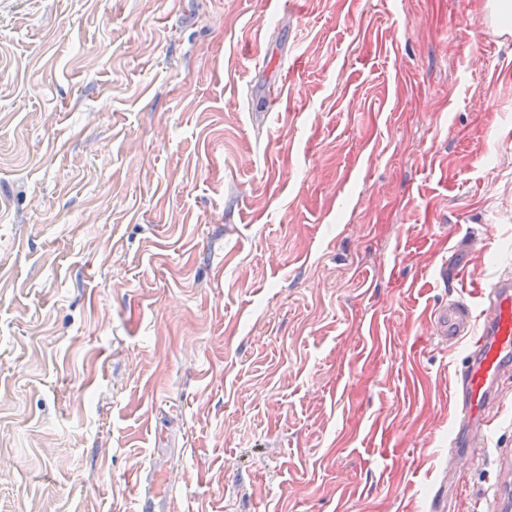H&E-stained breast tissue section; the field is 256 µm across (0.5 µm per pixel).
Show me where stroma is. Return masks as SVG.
Listing matches in <instances>:
<instances>
[{"mask_svg":"<svg viewBox=\"0 0 512 512\" xmlns=\"http://www.w3.org/2000/svg\"><path fill=\"white\" fill-rule=\"evenodd\" d=\"M486 0H0V512H429L431 309L512 252ZM478 238L481 252L457 251ZM462 471L452 512L512 472Z\"/></svg>","mask_w":512,"mask_h":512,"instance_id":"obj_1","label":"stroma"}]
</instances>
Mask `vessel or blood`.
Here are the masks:
<instances>
[{
    "label": "vessel or blood",
    "mask_w": 512,
    "mask_h": 512,
    "mask_svg": "<svg viewBox=\"0 0 512 512\" xmlns=\"http://www.w3.org/2000/svg\"><path fill=\"white\" fill-rule=\"evenodd\" d=\"M481 309L473 311L461 296L449 298L430 313V331L451 344L471 339L466 360L455 375L454 404L469 454L452 455L450 466L466 469L486 450L495 431V406L512 374V270L500 273L480 293Z\"/></svg>",
    "instance_id": "vessel-or-blood-1"
}]
</instances>
